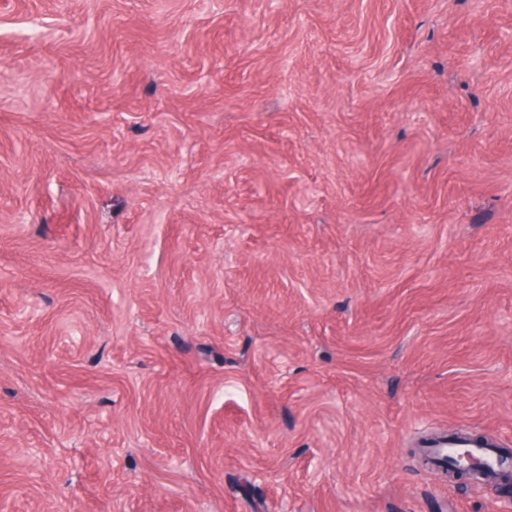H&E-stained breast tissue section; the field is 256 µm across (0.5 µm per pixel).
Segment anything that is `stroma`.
<instances>
[{
  "label": "stroma",
  "mask_w": 512,
  "mask_h": 512,
  "mask_svg": "<svg viewBox=\"0 0 512 512\" xmlns=\"http://www.w3.org/2000/svg\"><path fill=\"white\" fill-rule=\"evenodd\" d=\"M512 0H0V512H512ZM432 452L435 455L443 456L447 454H451L457 450V448H466L472 455L479 457L486 464L487 471L490 475H494L498 473L501 469V462L499 460L497 452L485 445V446H475L466 443H438L433 445Z\"/></svg>",
  "instance_id": "stroma-1"
}]
</instances>
